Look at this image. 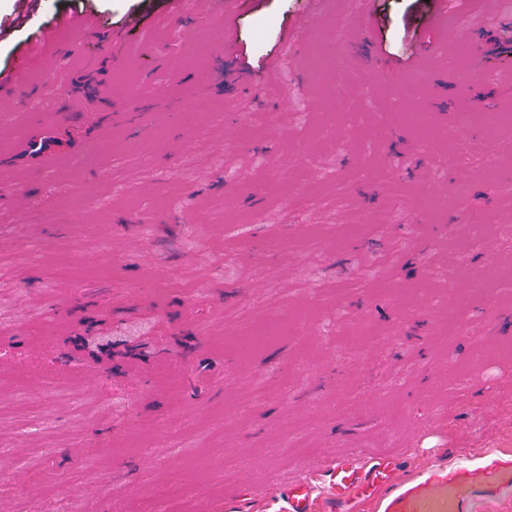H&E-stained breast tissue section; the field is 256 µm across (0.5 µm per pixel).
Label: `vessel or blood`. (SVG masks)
<instances>
[{"mask_svg":"<svg viewBox=\"0 0 512 512\" xmlns=\"http://www.w3.org/2000/svg\"><path fill=\"white\" fill-rule=\"evenodd\" d=\"M243 0H222L219 9H212L209 0H200L197 23L210 28L213 14H220L225 27H232ZM40 0H12L10 13L0 16V35L8 36L15 28L31 23L39 11ZM428 26H441L446 42L451 45L467 43L473 48V82H480L483 64L488 55L482 38L473 32L454 25H447V0H432ZM68 28L78 39L96 40L103 49H110L120 37L113 30L101 34L98 27L79 22L77 15L61 14L51 23L38 26L35 30L37 41H54L60 29ZM18 62L0 69V102H10L19 107L21 95L18 76L22 71L20 59L25 51H17ZM368 66L377 75L390 73L403 77L418 71L417 59H409L399 65L383 56H373ZM225 84L244 90L254 84V73L234 64L224 66ZM106 111L102 118L110 126H124L135 122L138 114L127 101L105 98ZM21 155L36 160L38 167L52 168L57 153L50 146L49 137L41 129H33L29 137L18 144ZM512 483V459L504 461L490 459L476 466L468 459H459L448 464L439 458L430 465L411 469L405 457L396 453L370 456L355 451L324 461L320 472L306 473L294 481L284 484L279 494L288 504V512H316L317 501H324L323 512H361L363 504L371 503L379 512H473L476 502L498 504L502 486Z\"/></svg>","mask_w":512,"mask_h":512,"instance_id":"obj_1","label":"vessel or blood"}]
</instances>
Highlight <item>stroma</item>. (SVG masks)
<instances>
[{"label":"stroma","instance_id":"obj_1","mask_svg":"<svg viewBox=\"0 0 512 512\" xmlns=\"http://www.w3.org/2000/svg\"><path fill=\"white\" fill-rule=\"evenodd\" d=\"M144 0H43L41 19L77 11L119 25ZM372 50L414 54L403 30L414 0H375ZM306 0H262L230 42L194 45L163 9L117 45L131 74L72 33L37 44L25 62L30 119L53 124L58 102L84 110L55 170L0 176V512H225L237 487L287 480L302 465L357 447L405 453L414 468L462 451L474 463L512 454V294L474 295L448 315L424 296L495 286L512 264V155L484 132L449 155L457 129L437 104L465 114L476 92L512 109V37L505 0H466L454 14L499 54L479 88L427 83L440 135L414 153L379 136L381 81L318 67L336 55V27L361 40L364 20L327 0L308 59L269 71ZM246 59L256 92L228 97L219 61ZM188 99L176 126L151 100L141 127L100 132V99L132 83ZM368 122L330 111L338 93ZM277 113L263 123V113ZM311 155L314 165L302 162ZM376 166L375 188L360 167ZM95 185L79 204L78 182ZM483 190L481 241L453 186ZM81 210L79 222L34 224L32 213ZM60 266L55 278L49 267ZM142 283L138 295L129 284ZM373 324L376 344L361 332ZM263 386L258 402L250 393ZM95 474L72 476L90 457ZM237 458L221 471L224 458Z\"/></svg>","mask_w":512,"mask_h":512}]
</instances>
